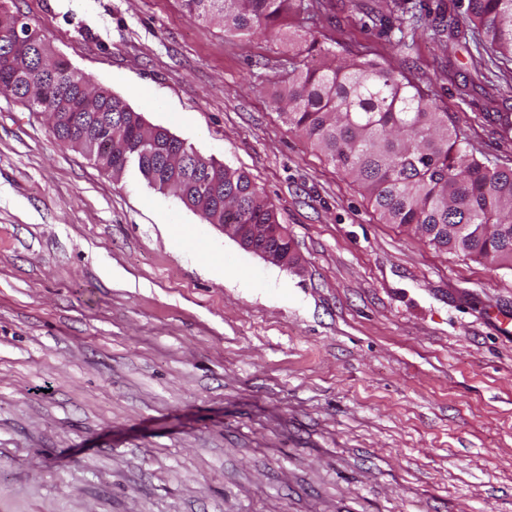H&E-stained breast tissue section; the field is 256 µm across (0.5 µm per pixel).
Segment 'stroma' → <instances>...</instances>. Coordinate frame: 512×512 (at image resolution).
Instances as JSON below:
<instances>
[{
	"instance_id": "obj_1",
	"label": "stroma",
	"mask_w": 512,
	"mask_h": 512,
	"mask_svg": "<svg viewBox=\"0 0 512 512\" xmlns=\"http://www.w3.org/2000/svg\"><path fill=\"white\" fill-rule=\"evenodd\" d=\"M52 52L275 205L297 270L0 94V512H512V270L382 223L273 104L293 47L180 0H6ZM311 32L434 91L484 161L512 67L452 0ZM222 277L208 272L213 263Z\"/></svg>"
}]
</instances>
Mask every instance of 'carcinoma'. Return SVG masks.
Instances as JSON below:
<instances>
[{"mask_svg": "<svg viewBox=\"0 0 512 512\" xmlns=\"http://www.w3.org/2000/svg\"><path fill=\"white\" fill-rule=\"evenodd\" d=\"M202 20H220L234 32L267 35L288 20L303 27L305 0H181ZM478 29L486 48L512 64V0H468L452 37ZM288 60V84L277 107L337 171L353 179L385 224H398L425 238L426 224L448 225L443 246L499 269H512V166L489 165L448 124L436 94L415 85L400 69L363 53L347 59L311 32ZM27 63L13 66L15 40L0 36V92L35 112L29 95L38 82L54 98L51 132L69 147L91 149L99 131L112 129V165L141 141L132 110L123 100L88 91L90 79L64 59L53 65L41 36L25 46ZM142 152L138 172L151 188L169 189L207 223L217 210L235 209L236 224L278 223L274 204L242 171L224 166V182L206 198L192 192L207 169L218 164L167 129L157 126ZM184 158L170 162L169 147Z\"/></svg>", "mask_w": 512, "mask_h": 512, "instance_id": "cac0c4a2", "label": "carcinoma"}]
</instances>
